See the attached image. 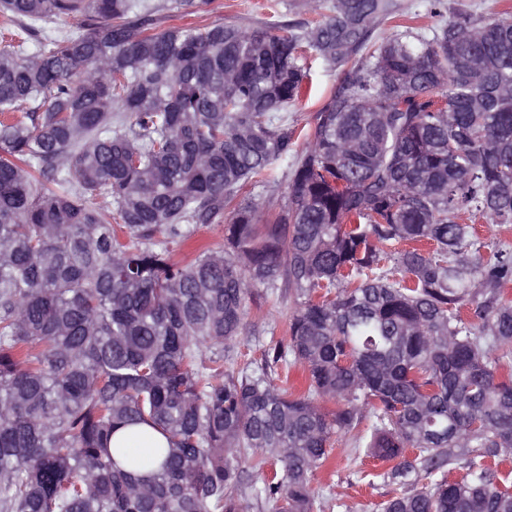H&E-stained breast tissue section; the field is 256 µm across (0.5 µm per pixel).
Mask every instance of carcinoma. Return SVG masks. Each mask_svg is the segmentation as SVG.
I'll return each instance as SVG.
<instances>
[{
  "label": "carcinoma",
  "instance_id": "carcinoma-1",
  "mask_svg": "<svg viewBox=\"0 0 512 512\" xmlns=\"http://www.w3.org/2000/svg\"><path fill=\"white\" fill-rule=\"evenodd\" d=\"M399 9L158 30L149 0H0V512H318L347 437L410 486L382 512H512V248L473 227L512 224V20L371 42ZM306 48L343 72L309 131ZM281 185L269 216L240 196ZM202 224L224 245L175 261ZM257 288L288 343L239 367ZM132 426L155 466L111 447Z\"/></svg>",
  "mask_w": 512,
  "mask_h": 512
}]
</instances>
